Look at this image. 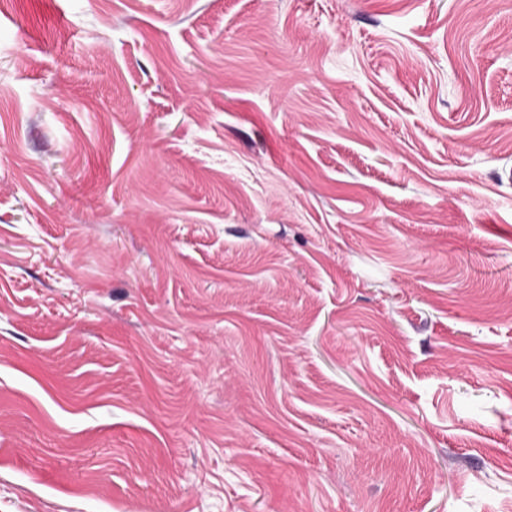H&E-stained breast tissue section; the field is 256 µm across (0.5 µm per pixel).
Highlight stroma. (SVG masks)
<instances>
[{
    "label": "stroma",
    "instance_id": "obj_1",
    "mask_svg": "<svg viewBox=\"0 0 512 512\" xmlns=\"http://www.w3.org/2000/svg\"><path fill=\"white\" fill-rule=\"evenodd\" d=\"M0 512H512V0H0Z\"/></svg>",
    "mask_w": 512,
    "mask_h": 512
}]
</instances>
